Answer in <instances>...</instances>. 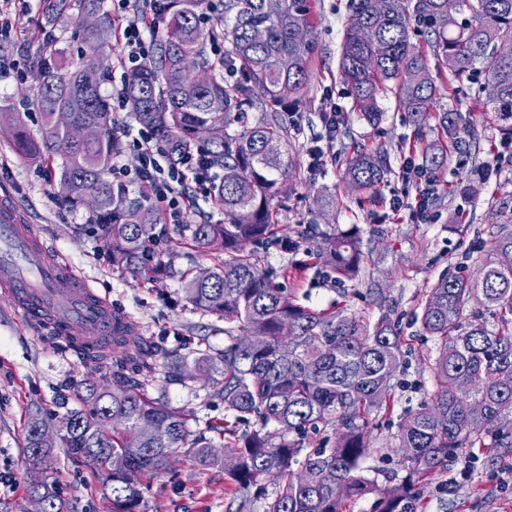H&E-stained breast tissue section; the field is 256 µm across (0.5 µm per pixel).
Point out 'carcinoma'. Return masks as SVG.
<instances>
[{
  "instance_id": "carcinoma-1",
  "label": "carcinoma",
  "mask_w": 512,
  "mask_h": 512,
  "mask_svg": "<svg viewBox=\"0 0 512 512\" xmlns=\"http://www.w3.org/2000/svg\"><path fill=\"white\" fill-rule=\"evenodd\" d=\"M103 0H45L54 15L72 10L98 13ZM205 0H168L165 35L159 51L127 70L124 85L136 121L151 129L177 158L200 151L221 171L210 199L224 222L188 224L192 246L219 253L217 263L185 274L186 299L199 311L224 322V350L198 353L194 360L178 350L163 351L141 336L112 335V371L102 383L77 391L79 407L64 417L32 418L25 427V448L34 463L50 449L38 442L48 430L55 442L103 472L111 488L109 512H144L141 485H130L112 468L121 457L140 475L175 476L170 462L184 453L201 466H221L242 494L237 512H250L263 500L262 512H346L372 496L377 512H411V499L435 472L459 453L487 448L497 457L512 455V227L497 225L489 245L469 258L480 277H442L428 291L415 315L434 341L430 366L434 389L398 422L401 485L386 488L368 474L374 452L373 416L389 408L393 380L401 364L399 322L383 314L371 321L346 308L314 309L263 270L249 246L272 241L276 208L286 203L296 166L289 153L270 154V141L288 140L291 114L308 103L314 40L298 41L299 29H314L311 0H225L222 68L231 76L211 75L188 96L183 86L203 57L205 33L200 7ZM470 16L448 13L447 0H348L340 74L349 88L352 109L370 125L382 119L378 99L396 89L399 109L417 130L435 118L446 141L418 139L409 147L422 168L444 167L448 150H466L460 138L461 114L438 112L441 86L467 77L483 92V101L499 131L512 140V57L496 56L498 44L512 42V0H460ZM431 33L428 55L410 40L413 28ZM83 51L65 62L53 37L43 36L34 62L37 86L28 108L42 117V137L26 130L18 112H8L18 153L35 163H57L65 205L78 210L87 196L88 229L100 236L112 266L160 284L173 275L164 254L155 249L157 218L142 200L129 201L115 191L107 173L122 151L114 138L112 107L102 92L110 69L95 84L85 75L105 44L104 29L79 27ZM288 57L291 65L281 66ZM73 109L78 123L99 126V139L70 143L56 113ZM261 112L254 123L248 110ZM390 171L387 149H356L346 163L350 189L370 193ZM319 254L339 278L352 276L363 260L361 229L312 233ZM495 320L489 324V320ZM168 377L185 381L220 374L216 394L224 402V420L208 433L192 434L194 415L172 407L146 391L144 376L156 358ZM331 428L335 440L314 442ZM278 473V490L265 493V474ZM47 503V512H64L55 488L43 482L31 488Z\"/></svg>"
}]
</instances>
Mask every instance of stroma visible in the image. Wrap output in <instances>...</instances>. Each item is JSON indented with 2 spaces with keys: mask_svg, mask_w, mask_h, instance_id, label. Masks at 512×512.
Masks as SVG:
<instances>
[{
  "mask_svg": "<svg viewBox=\"0 0 512 512\" xmlns=\"http://www.w3.org/2000/svg\"><path fill=\"white\" fill-rule=\"evenodd\" d=\"M346 3L312 0L317 52L310 102L296 115L297 128L290 131L287 145L298 175L292 194L278 211L276 243L258 248L257 253L262 268L311 307L344 304L374 319L387 312L398 320L404 356L394 380L393 407L388 416L376 420L371 431L375 452L367 461L379 484L390 486L397 468L399 419L433 389L425 359L434 343L413 324V314L442 274L464 270L471 278L479 277L478 266L469 263L467 254L489 242L495 225L512 221V162L494 163L493 150L502 136L483 112L476 86L466 80L457 82L454 92L443 95L438 106L458 110L470 120V128L461 133L467 148L464 153L449 154L431 188L424 223L392 218L389 201L393 196H402L408 206L416 204L417 184L402 170L414 129L392 92L379 101L383 112L379 126H370L352 111L338 70ZM79 20L76 14H47L43 0H29L10 38L0 40V61H22L20 69L0 73V108L21 113L32 138L41 136L39 114L26 108L35 85L33 62L39 37L45 31L53 33L66 60L77 61L83 49L76 34ZM332 108L342 113L344 121L331 134L325 129L324 114ZM313 146L323 151L322 163L314 169L308 155ZM357 146H383L390 153L392 171L378 187L379 202H359L344 184L341 162ZM0 159L5 162L0 168V203H10L21 222L32 225L56 254L89 279L115 311L132 320L140 335L168 347H184L190 354L223 348V322L183 298L181 272L214 262L213 256L190 246L187 232L171 224L160 237L158 247L171 260L175 274L162 290H155L113 269L101 241L85 229V211L64 206L59 171L21 160L4 119H0ZM488 166L494 172L477 197L454 194L456 184ZM320 190L336 196L335 209L323 215L313 203ZM308 224L327 231L360 225L365 232L364 257L355 277L337 280L318 254L317 240L299 238V230ZM373 226L383 229L382 237L370 235ZM94 368L51 330L22 324L10 298L0 293V512H28V482L39 477L56 484L66 512H107L110 490L92 466L64 448L53 449L50 459L35 466L24 445L25 421L37 414L57 419L76 408V394ZM147 391L164 395L173 407L192 411L195 431L224 416V404L208 381L175 383L160 366ZM464 461V456H457L430 478L421 489L415 512H512V457L491 463L478 456L466 478L459 474ZM174 467L177 479L157 477L145 489V512H227L236 503L235 488L221 467L203 468L180 456Z\"/></svg>",
  "mask_w": 512,
  "mask_h": 512,
  "instance_id": "1",
  "label": "stroma"
}]
</instances>
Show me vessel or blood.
Here are the masks:
<instances>
[{
  "mask_svg": "<svg viewBox=\"0 0 512 512\" xmlns=\"http://www.w3.org/2000/svg\"><path fill=\"white\" fill-rule=\"evenodd\" d=\"M0 290L25 324L52 325L79 353L129 323L8 206H0Z\"/></svg>",
  "mask_w": 512,
  "mask_h": 512,
  "instance_id": "b4317fda",
  "label": "vessel or blood"
}]
</instances>
